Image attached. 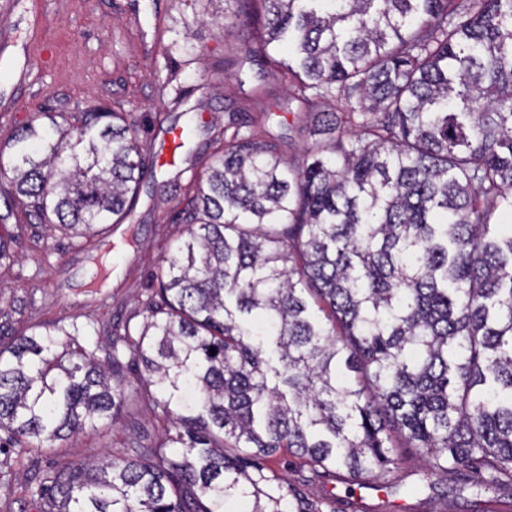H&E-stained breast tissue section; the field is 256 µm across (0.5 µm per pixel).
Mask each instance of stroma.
Wrapping results in <instances>:
<instances>
[{
	"label": "stroma",
	"instance_id": "1",
	"mask_svg": "<svg viewBox=\"0 0 512 512\" xmlns=\"http://www.w3.org/2000/svg\"><path fill=\"white\" fill-rule=\"evenodd\" d=\"M224 0H0V139L45 107L80 112L103 103L140 122L142 139L156 153L155 179L144 181L130 221L110 225L105 236L70 240L32 224L9 223L13 257L0 267V344L16 342L34 324L78 325L87 346L107 343L137 327L158 283L171 244L185 229L178 213L198 159L216 146L225 107L240 111L259 136L283 156L299 154L307 135L288 100L278 68L257 61L242 74L217 70L227 44L243 42L246 29L224 32ZM190 37L195 60L174 50ZM262 84L265 95L243 99L238 83ZM187 111L173 110L175 94ZM201 113H192V106ZM203 116L209 125L194 141L197 158L179 155L166 164L161 151L172 128ZM121 425L101 423L67 441L51 456L16 458L0 452V512H36L32 492L49 468L68 460L120 451ZM406 462L392 473L399 492H361L345 472L313 470L288 454L274 463L305 501L320 512H483L484 495L459 472L447 500L430 490L407 495L423 464L402 449Z\"/></svg>",
	"mask_w": 512,
	"mask_h": 512
}]
</instances>
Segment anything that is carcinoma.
Masks as SVG:
<instances>
[{
    "label": "carcinoma",
    "mask_w": 512,
    "mask_h": 512,
    "mask_svg": "<svg viewBox=\"0 0 512 512\" xmlns=\"http://www.w3.org/2000/svg\"><path fill=\"white\" fill-rule=\"evenodd\" d=\"M260 2L222 69H281L301 154L228 112L125 349L75 323L0 348V448L19 457L137 406L163 424L47 472L37 512H317L277 455L382 488L399 440L430 488L512 478V0ZM153 178L127 113L36 112L0 142V223L100 236Z\"/></svg>",
    "instance_id": "1"
}]
</instances>
